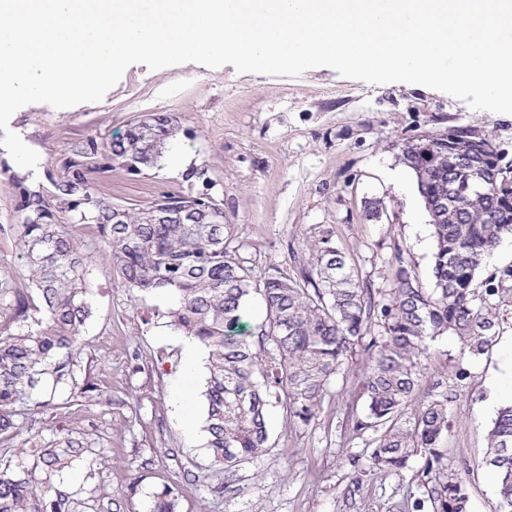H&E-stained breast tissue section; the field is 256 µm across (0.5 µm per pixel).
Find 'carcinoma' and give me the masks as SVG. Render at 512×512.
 I'll return each mask as SVG.
<instances>
[{
	"label": "carcinoma",
	"mask_w": 512,
	"mask_h": 512,
	"mask_svg": "<svg viewBox=\"0 0 512 512\" xmlns=\"http://www.w3.org/2000/svg\"><path fill=\"white\" fill-rule=\"evenodd\" d=\"M180 132L171 117L159 113L135 121L109 143L91 137L71 149L51 190L21 187L22 223L16 236L28 280L40 306L30 317L27 295L10 276L0 278V313L16 324L0 334V512H89L92 497L83 489L64 491L54 477L77 459L96 454L93 442L68 426L72 407L86 402L112 404L97 392L91 372L79 376V335L91 307L87 263L97 253L115 262L126 286L140 294H164L171 304L170 325L208 353L205 431L214 466L229 471L258 457L268 441L266 396L284 398L289 417L309 424L322 410L328 385L349 366L351 354L364 348V410L353 432H380L370 462L378 470L400 471L414 456L420 468L421 512H469L463 478L448 472L440 448L448 433L446 392L418 408V376L426 341L450 333L461 354L478 358L491 347L499 328L497 274L479 278L484 258L506 235L512 236V161L500 144L473 127H457L464 147L480 139L497 179L464 193L448 189V155L427 157L421 145L406 141L401 160L416 177L428 210L435 242L434 287L423 288L405 265L396 268L392 288L381 296L360 282L346 255L324 231L305 241L308 264L298 277L271 273L254 284L238 247L236 224L224 223V205L199 192L167 191L148 205L114 203L91 179L94 171L119 166L128 171L154 167ZM122 211L112 222V211ZM158 209L185 210L198 219H155ZM66 213L70 222L57 216ZM87 225L98 229L91 246L78 238ZM259 290L265 317L257 335H238L244 305ZM379 334L370 335L371 326ZM61 384L70 385L62 397ZM48 414L64 426L45 439L37 431L19 440L23 427L43 424ZM485 466L497 476L501 512H512V404L499 409L488 431ZM178 493L165 485L154 493L147 512H176Z\"/></svg>",
	"instance_id": "carcinoma-1"
}]
</instances>
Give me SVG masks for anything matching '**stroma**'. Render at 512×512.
<instances>
[{
	"instance_id": "obj_1",
	"label": "stroma",
	"mask_w": 512,
	"mask_h": 512,
	"mask_svg": "<svg viewBox=\"0 0 512 512\" xmlns=\"http://www.w3.org/2000/svg\"><path fill=\"white\" fill-rule=\"evenodd\" d=\"M164 113L186 136L157 167L133 176L116 168L99 175L113 202L138 207L183 188L186 165L203 166L217 182L224 221L238 225L241 255L255 279L299 274L306 238L331 230L360 281L387 293L398 263L432 287L434 241L415 176L400 159L407 140L437 137L454 126L495 136L512 154V114L475 110L446 93L409 83L370 84L318 67L289 78L212 69L194 62L152 71L130 66L96 103L56 109L24 106L10 127L39 155L36 169L19 167L0 147V274L28 290L14 224L22 187L50 190L49 175L72 146L107 141L145 115ZM380 214H373L374 203ZM92 316L81 331L82 366L90 367L111 405L83 406L79 426L104 449L95 464L76 462L61 488L95 493V512H115L131 471L143 477L124 512H146L155 491L177 489L179 512H412L421 494V458L399 472L369 466L376 434L354 433L363 408L356 352L330 384L309 425L292 424L276 396L265 451L228 473L211 464L204 397L207 368L184 374L183 335L168 326V298L134 300L112 261L88 266ZM500 327L488 353L464 357L451 335L429 341L417 397L455 390L451 427L441 440L449 471L462 473L470 512H500L492 472L484 465L487 430L501 404L512 401V304L499 308ZM465 379H458V372ZM192 395L193 432L177 412Z\"/></svg>"
}]
</instances>
